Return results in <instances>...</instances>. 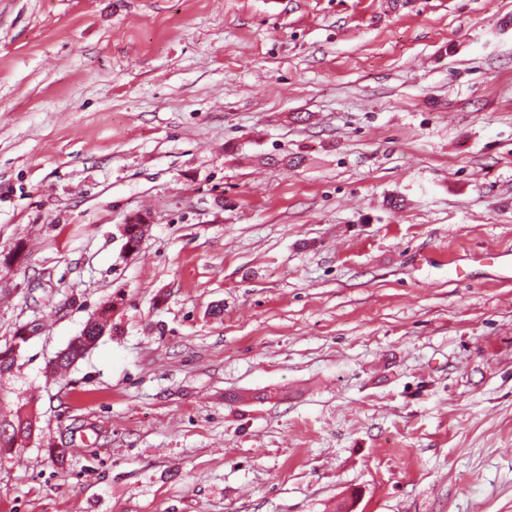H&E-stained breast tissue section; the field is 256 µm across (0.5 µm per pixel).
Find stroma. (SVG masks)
Wrapping results in <instances>:
<instances>
[{"mask_svg":"<svg viewBox=\"0 0 512 512\" xmlns=\"http://www.w3.org/2000/svg\"><path fill=\"white\" fill-rule=\"evenodd\" d=\"M488 247L512 0H0V512H512ZM134 223L123 224L125 244L131 252H135L141 245L147 231L149 224L146 218L138 215L132 219ZM115 308L116 302L112 299L95 317L90 318L80 335L75 336L67 347L58 352L55 358L50 361V373H66L78 360L84 358L107 329L108 318ZM29 401L22 404L12 418L0 417V460L3 456L12 454L15 448H25L26 442L31 439L36 431L39 420L33 409H25ZM24 410L23 412H21Z\"/></svg>","mask_w":512,"mask_h":512,"instance_id":"stroma-1","label":"stroma"}]
</instances>
